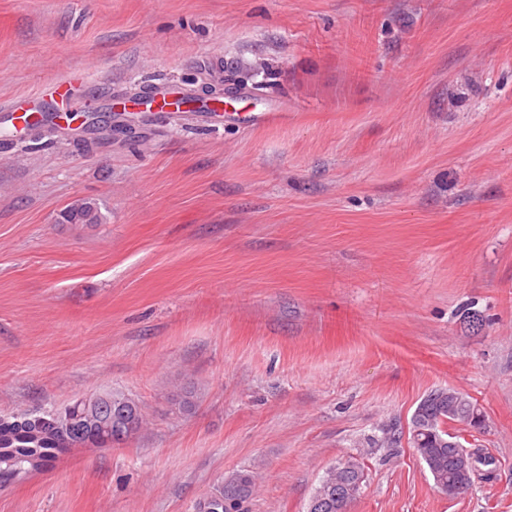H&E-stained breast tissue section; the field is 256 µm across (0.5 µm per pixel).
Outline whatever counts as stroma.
<instances>
[{
  "mask_svg": "<svg viewBox=\"0 0 512 512\" xmlns=\"http://www.w3.org/2000/svg\"><path fill=\"white\" fill-rule=\"evenodd\" d=\"M80 66L96 112L165 80L292 109L0 142V416L147 413L0 483V512H195L240 469L251 512H307L350 457L348 512H512V0H0V101ZM77 198L103 223H62ZM440 388L497 460L455 499L376 444Z\"/></svg>",
  "mask_w": 512,
  "mask_h": 512,
  "instance_id": "stroma-1",
  "label": "stroma"
}]
</instances>
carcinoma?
Returning <instances> with one entry per match:
<instances>
[{"instance_id":"cac0c4a2","label":"carcinoma","mask_w":512,"mask_h":512,"mask_svg":"<svg viewBox=\"0 0 512 512\" xmlns=\"http://www.w3.org/2000/svg\"><path fill=\"white\" fill-rule=\"evenodd\" d=\"M91 218L85 220L79 213L64 218L67 224L102 222L98 203L91 199ZM426 424L412 430L411 443L427 467L438 490L455 484L460 477L458 449L450 442L448 424L457 423L470 429H479L484 423L482 410L467 395L453 389H437L428 394L423 403ZM145 416L138 403L121 394H112V438L109 446L119 445L136 434ZM65 441L64 436L52 428L20 419L14 424L0 425V481L7 482L30 473L31 459L35 467L52 466L59 455L56 448ZM470 474L489 478L487 467L495 458L481 448L469 455ZM364 466L349 459L329 468L315 489L311 499H319L317 512H347L349 503L359 494L364 482ZM256 489V475L251 470H238L217 483L209 495L198 502L196 512H249Z\"/></svg>"}]
</instances>
